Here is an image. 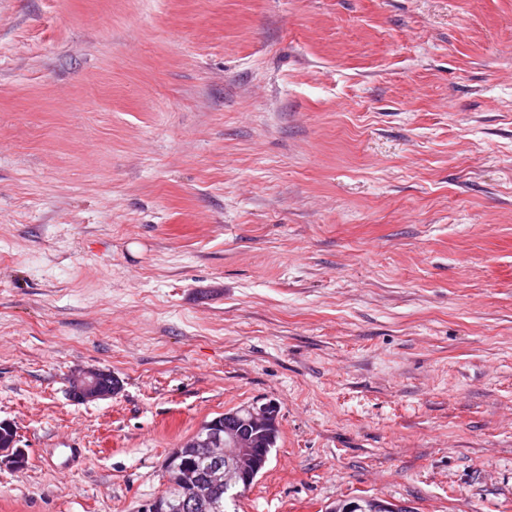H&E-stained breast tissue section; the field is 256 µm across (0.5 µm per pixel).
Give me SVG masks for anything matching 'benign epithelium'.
I'll use <instances>...</instances> for the list:
<instances>
[{
  "label": "benign epithelium",
  "instance_id": "1",
  "mask_svg": "<svg viewBox=\"0 0 512 512\" xmlns=\"http://www.w3.org/2000/svg\"><path fill=\"white\" fill-rule=\"evenodd\" d=\"M118 389L115 376L99 368L79 373L71 383L73 397L83 402L110 398ZM276 409L273 402L252 404L244 407L241 414H230L226 421L216 418L204 423L172 451L164 465L166 472L176 470L185 495L178 498L160 495L150 500L142 512H203L223 490L239 493L248 490L267 461L263 428L271 422ZM0 427L11 433L8 441H0V456L18 468L24 464V452L15 447L16 430L9 422H0ZM199 450L209 458L204 469L194 463Z\"/></svg>",
  "mask_w": 512,
  "mask_h": 512
}]
</instances>
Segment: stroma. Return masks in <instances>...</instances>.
Returning a JSON list of instances; mask_svg holds the SVG:
<instances>
[{"label": "stroma", "instance_id": "obj_1", "mask_svg": "<svg viewBox=\"0 0 512 512\" xmlns=\"http://www.w3.org/2000/svg\"><path fill=\"white\" fill-rule=\"evenodd\" d=\"M269 401L236 512H512V0H0V512ZM119 389V382L110 371L94 368L85 370L72 379L71 391L76 400L87 402L111 398ZM0 427L7 429L11 434V438L7 442L0 440V456L5 454V461L11 464L14 468H18L24 464V452L22 448L15 447L16 444V430L9 422H0ZM5 431V430H4ZM7 434V432L5 431Z\"/></svg>", "mask_w": 512, "mask_h": 512}]
</instances>
